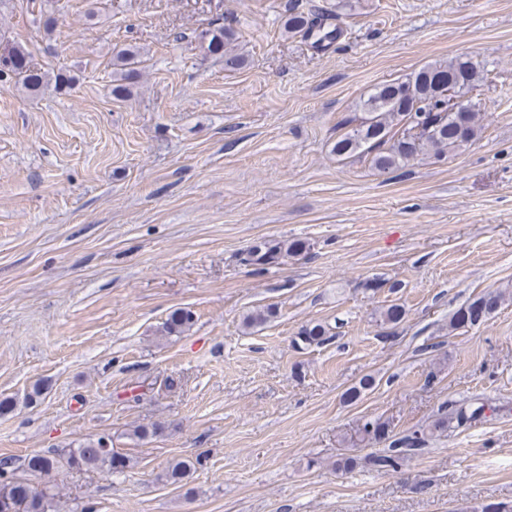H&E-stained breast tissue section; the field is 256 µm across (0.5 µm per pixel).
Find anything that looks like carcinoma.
<instances>
[{
  "instance_id": "cac0c4a2",
  "label": "carcinoma",
  "mask_w": 512,
  "mask_h": 512,
  "mask_svg": "<svg viewBox=\"0 0 512 512\" xmlns=\"http://www.w3.org/2000/svg\"><path fill=\"white\" fill-rule=\"evenodd\" d=\"M284 32L290 36L301 34L315 38V47L324 48L336 39V32L328 28L326 19L319 16L291 14L284 23ZM201 48L224 59V69L237 70L245 63V56L238 50L237 32L231 25L215 20L200 35ZM112 65L118 84L112 94L119 99L128 90V85L140 79L145 72V60L134 47L113 51ZM487 76L485 65L473 57L461 53L445 61H434L403 80L378 84L366 97L360 99L357 110L361 116L354 119L355 125L336 138L333 153L343 159L368 156L379 170H399L410 161L427 156L439 159L448 153L462 149L471 143L481 129L480 113L472 103L471 94ZM0 84L14 85L29 92H38L49 86L61 91L70 84V78L58 74L53 78L29 65L27 51L19 45L8 49L0 56ZM453 86L459 98L458 109L450 112L442 109L432 115L429 126L422 129L409 122L412 110L422 109L428 103L448 101V86ZM299 256L306 251V243L293 240L288 245L261 242L247 253L246 261L254 265H271L278 261L282 252ZM503 294L487 292L457 309L448 322L449 331L463 327L460 321L464 310L477 311L479 322L486 321L502 305ZM404 315L403 306L391 303L379 312L380 322L386 326L397 325ZM192 323V315L184 310L173 311L163 326L168 335L183 333ZM331 338L330 329L313 324L301 331L300 340L306 345H322ZM485 404L462 405L455 410L458 423L472 421L484 415ZM389 425L370 420L358 430L352 442L371 443L389 439ZM425 442V433L415 431L393 440L382 453L368 455L369 464L379 472L400 470L410 452L420 449ZM63 463L71 468L103 469L109 473L119 472L129 466L130 459L114 449L103 446L102 440H93L70 449L56 458L35 454L27 459L26 469L31 473L45 474ZM195 462L191 459L173 462L167 470L170 481L177 483L187 477ZM56 498L50 488H37L27 480L19 478L8 459L0 460V506L9 512H56Z\"/></svg>"
}]
</instances>
